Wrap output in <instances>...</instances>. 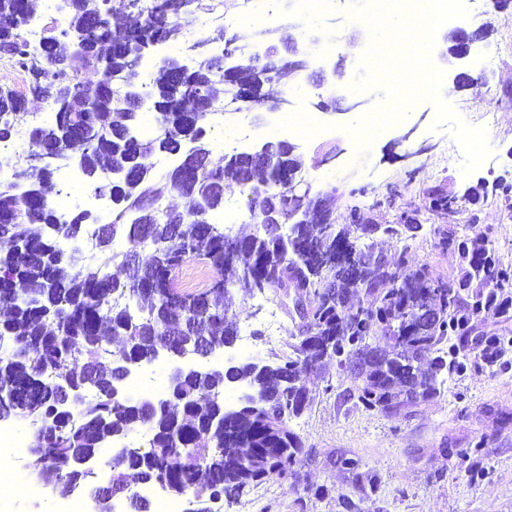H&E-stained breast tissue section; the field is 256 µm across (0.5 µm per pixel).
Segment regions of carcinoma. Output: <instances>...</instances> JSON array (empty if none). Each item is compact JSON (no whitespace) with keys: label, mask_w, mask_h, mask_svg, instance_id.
Instances as JSON below:
<instances>
[{"label":"carcinoma","mask_w":512,"mask_h":512,"mask_svg":"<svg viewBox=\"0 0 512 512\" xmlns=\"http://www.w3.org/2000/svg\"><path fill=\"white\" fill-rule=\"evenodd\" d=\"M174 0H66L68 28L43 40L41 55L32 56L24 30L37 19L21 0H0V15L10 25L0 29V59L29 75L41 76L52 88L48 100L55 120L32 129L31 136L51 152L79 154L84 187L106 191L115 205L106 233L95 230L104 259L83 265L77 242L95 219L86 211L68 224L56 222V209L39 196L54 181L57 168L21 167V179L0 178V303L9 308L0 320V410L41 431L45 452L29 465L45 480L61 486L90 481L95 486L129 477L133 482L160 479L170 495L197 507L219 502L226 493L270 479L299 478L304 444L289 422L311 400L306 375L324 360L334 359L353 382L354 393L370 411L397 414L440 393L444 373L461 367L475 323L489 316L509 318L512 266H505L477 238L443 234L442 246L460 260L449 281L431 278L424 266L410 264L407 250L391 260L375 244L361 239L398 236L415 231L414 220L373 224L352 211L349 223L330 217L307 222L288 210L287 174L305 172L299 156L283 157L282 142L268 141L266 152L283 172L251 167L246 152L225 153L198 171L187 185L178 167L163 180L154 178L153 153L181 154L190 142L212 155L201 138L204 124L222 98L226 79L222 38L211 56L175 75L158 66L141 72L149 109L155 113L152 137L140 134L141 115L130 109L126 88L110 83L126 69L137 50L125 28L112 16L128 17L137 38L176 40L183 33L172 9ZM241 68L253 74L256 102L262 86L275 77L252 64L239 50ZM101 76L94 95L86 93L93 76ZM27 116L25 94L0 86V139L11 138L15 124ZM252 168L264 181L279 210L269 215L253 197V184L238 177ZM246 196L251 223L258 231L242 237L243 246L226 248L230 234L215 222L224 211L225 195ZM167 196L182 199V208L162 206ZM350 247L358 268L348 272L323 262ZM147 246L148 260L135 274L124 264L127 254ZM188 256L206 260L219 279L185 296L169 273ZM292 281L308 304L307 322L288 331V351L257 370L233 376L248 393L236 408L224 409L217 378L203 363L184 362L179 384L158 399L115 401V383L126 363H151L159 342L177 359L190 340L212 352L224 350L238 336L237 316L229 315L224 296L231 291L248 301ZM366 293L367 306H351L353 295ZM458 343L441 355V344ZM391 346L379 352V343ZM483 359L494 363L503 350L496 337H476ZM96 391L84 407L59 400L63 387ZM284 417L273 427V416ZM147 445L121 448L89 478L81 464L120 435L137 430Z\"/></svg>","instance_id":"cac0c4a2"}]
</instances>
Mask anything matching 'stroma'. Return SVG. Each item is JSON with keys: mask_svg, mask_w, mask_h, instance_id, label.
Instances as JSON below:
<instances>
[{"mask_svg": "<svg viewBox=\"0 0 512 512\" xmlns=\"http://www.w3.org/2000/svg\"><path fill=\"white\" fill-rule=\"evenodd\" d=\"M201 20L206 31H234L238 22L259 28L267 12H295L302 26H318L333 39L319 52L316 66L335 64L341 73L338 90L308 86L292 96L331 135L310 140L282 129L281 113L252 112L250 122L238 115L222 118L224 139L243 140L246 149L269 140L300 146L305 180L312 193L324 194L337 223L351 207H359L378 224L396 223L401 213L416 215L417 231L378 239L386 255L407 251L412 265L427 267L433 278L458 273L456 253L443 248V232L482 237L490 252L512 266V220L500 210L505 196L500 180L512 183V14L498 12L494 0L461 19L474 29L489 24L490 34L474 51L469 71L481 82L455 90L444 82L442 98L467 123L482 112L496 114L486 131L490 155L471 174H463L464 152L451 126L437 120L427 100L415 104L410 118L387 128L366 152H358L344 126L368 114L379 102L373 92L352 90L359 62L368 47L357 21L348 16L352 0H328L325 8L306 15L298 0H206ZM452 200L450 209H427L431 191ZM224 303L240 321L262 332L250 354L266 357L281 351L287 333L264 334L266 313L256 301L229 294ZM311 400L291 428L305 448L302 480L292 485L271 480L239 498L219 502V512H512V352L497 363L467 354L463 368L446 376L434 399L399 414L369 411L349 394L351 380L335 362L307 377ZM357 460L347 469L345 460ZM17 488L0 489V512H54L56 499L30 498L18 488L27 482L23 460L9 463ZM377 487H370V478Z\"/></svg>", "mask_w": 512, "mask_h": 512, "instance_id": "obj_1", "label": "stroma"}]
</instances>
